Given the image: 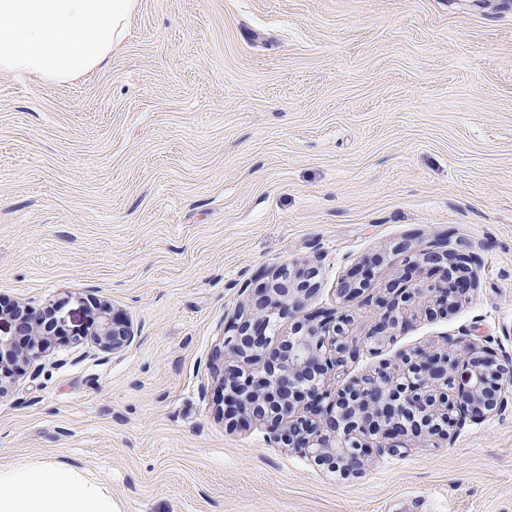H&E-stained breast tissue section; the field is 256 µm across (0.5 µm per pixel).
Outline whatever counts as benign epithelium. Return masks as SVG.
Instances as JSON below:
<instances>
[{"mask_svg":"<svg viewBox=\"0 0 512 512\" xmlns=\"http://www.w3.org/2000/svg\"><path fill=\"white\" fill-rule=\"evenodd\" d=\"M385 255L364 260L360 279L345 280L340 293L354 296L368 287L371 270ZM432 265L439 280L417 288H397L381 301L387 316L366 338L384 343L403 333L417 313L453 314L475 287L462 257L448 251L416 254L413 265ZM313 267L295 272L286 266L256 289L248 310L224 340L234 361L224 372V401L232 414L266 423L274 438L341 477L358 475L371 464L372 449L400 453L409 436L448 434L457 416L480 420L498 406L504 366L485 346L461 338L438 348L401 356L402 373L376 368L329 390L328 376L355 357L359 343L349 334L344 311L305 316V301L317 287ZM93 344L118 353L135 339L128 322L100 307ZM11 316L14 334L0 336V395L7 391L12 366L41 359L58 333L48 315L17 303L0 309ZM296 319L291 332L276 333L271 316Z\"/></svg>","mask_w":512,"mask_h":512,"instance_id":"7a95c632","label":"benign epithelium"}]
</instances>
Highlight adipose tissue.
Listing matches in <instances>:
<instances>
[{
	"instance_id": "adipose-tissue-1",
	"label": "adipose tissue",
	"mask_w": 512,
	"mask_h": 512,
	"mask_svg": "<svg viewBox=\"0 0 512 512\" xmlns=\"http://www.w3.org/2000/svg\"><path fill=\"white\" fill-rule=\"evenodd\" d=\"M136 0H0V72L58 82L91 73ZM0 512H120L104 482L61 462L0 465Z\"/></svg>"
}]
</instances>
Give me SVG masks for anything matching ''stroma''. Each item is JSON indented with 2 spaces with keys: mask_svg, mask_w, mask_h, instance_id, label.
<instances>
[{
  "mask_svg": "<svg viewBox=\"0 0 512 512\" xmlns=\"http://www.w3.org/2000/svg\"><path fill=\"white\" fill-rule=\"evenodd\" d=\"M437 248L471 258L460 310L342 381L458 336L512 361V0H137L92 73L0 72V304L59 326L0 398V465L70 463L121 512H512L511 383L349 478L226 412L224 336L271 271L315 266L305 313L361 339ZM97 302L125 351L91 345ZM385 261L383 253H375L371 257L364 260L362 270L364 274L360 279L345 280L341 283L340 293L345 297L359 294L364 288L368 287L371 270L380 267ZM365 268V269H364Z\"/></svg>",
  "mask_w": 512,
  "mask_h": 512,
  "instance_id": "stroma-1",
  "label": "stroma"
}]
</instances>
